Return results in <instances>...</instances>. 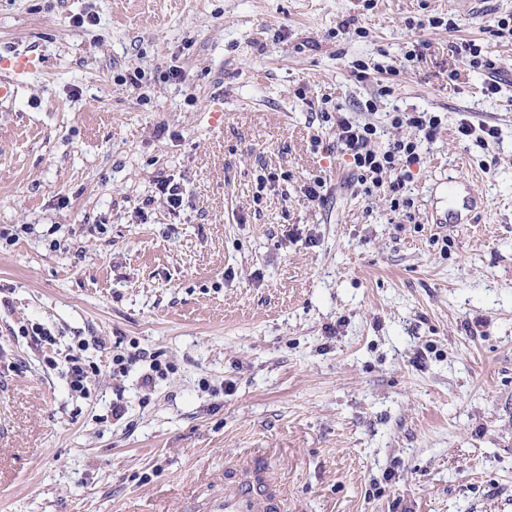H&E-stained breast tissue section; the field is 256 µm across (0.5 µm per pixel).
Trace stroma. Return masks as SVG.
Returning a JSON list of instances; mask_svg holds the SVG:
<instances>
[{
  "instance_id": "35a3bbf8",
  "label": "stroma",
  "mask_w": 512,
  "mask_h": 512,
  "mask_svg": "<svg viewBox=\"0 0 512 512\" xmlns=\"http://www.w3.org/2000/svg\"><path fill=\"white\" fill-rule=\"evenodd\" d=\"M510 12L0 0V59L26 67L0 102V512H182L243 456L289 512H512V43L487 30ZM459 38L496 60L500 94L458 66ZM359 60L394 71L362 79ZM338 108L381 148L413 134L393 109L441 113L413 221L388 188L352 193L320 119ZM463 119L499 135L459 140ZM318 175L321 204L303 194ZM452 181L484 197L475 223H436ZM80 343L99 369L83 397ZM119 351L168 369L144 388ZM73 361L71 362L70 372H71V381L70 387L73 392L79 394L86 393V381L89 377V369L90 373L97 372V369L91 363L86 364L80 361L78 358L73 357Z\"/></svg>"
}]
</instances>
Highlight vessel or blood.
<instances>
[{"label": "vessel or blood", "mask_w": 512, "mask_h": 512, "mask_svg": "<svg viewBox=\"0 0 512 512\" xmlns=\"http://www.w3.org/2000/svg\"><path fill=\"white\" fill-rule=\"evenodd\" d=\"M482 197L450 191L445 220L466 224L478 209ZM192 512H287L285 495L271 486L266 471L253 458H241L224 471V488L206 493L191 505Z\"/></svg>", "instance_id": "obj_1"}]
</instances>
